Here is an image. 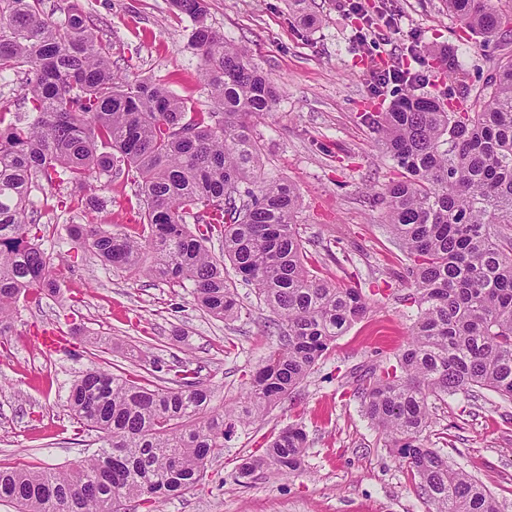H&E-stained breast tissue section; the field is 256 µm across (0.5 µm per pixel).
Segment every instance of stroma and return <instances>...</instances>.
<instances>
[{"label": "stroma", "mask_w": 512, "mask_h": 512, "mask_svg": "<svg viewBox=\"0 0 512 512\" xmlns=\"http://www.w3.org/2000/svg\"><path fill=\"white\" fill-rule=\"evenodd\" d=\"M112 44V63L130 75L166 80L189 112L217 106L199 76L190 44L192 23L169 0H81ZM376 23L367 44L354 40L361 21L340 0H311L315 23L300 25L288 0H207L206 23L247 46L254 64L278 88L272 112L255 123L263 164L254 180L281 179L301 197L298 229L320 277L362 289L371 312L336 339L288 398L256 424L236 428L224 452L191 491L161 512H428L407 465L389 453L383 435L355 397L356 377L394 362L416 320L406 260L388 232L378 199L398 171L364 112L387 111L402 89L378 88L374 72L391 66L420 71L428 90L453 89L436 57L456 50L470 84H481L491 60L512 54L466 39L444 0H367ZM137 186L95 174L87 214L58 206L69 184L34 191L44 249L71 272L57 296L19 302L15 331L0 344V462L66 468L95 450V435L77 430L68 411L72 382L109 361L127 375L145 374L154 358L192 361L213 390L212 405H241L251 375L279 345L278 319L253 286L237 281L236 319L212 317L190 289L106 265L73 248L69 227L95 221L131 232L140 224ZM62 330L65 345L46 350L42 333ZM308 436L305 467L286 478L275 471L240 482V458L258 455L287 425ZM430 446L443 449L489 489L499 512H512V404L480 389L435 401Z\"/></svg>", "instance_id": "stroma-1"}]
</instances>
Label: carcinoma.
<instances>
[{
	"mask_svg": "<svg viewBox=\"0 0 512 512\" xmlns=\"http://www.w3.org/2000/svg\"><path fill=\"white\" fill-rule=\"evenodd\" d=\"M0 0V79L26 74V111L0 112V336L13 333L17 302L58 294L70 268L39 245L33 191L63 181L69 208L94 209L85 194L98 172L134 173L144 207L140 231L76 224L75 243L101 261L184 286L223 320L238 316L230 262L281 320V347L252 375L248 404L211 407L212 391L188 361L151 362L136 379L97 368L72 383L68 406L98 448L66 469L0 464V501L19 512H139L195 488L239 425L263 417L371 306L358 288L319 277L297 228L300 198L285 181L249 188L261 169L255 120L272 111L274 84L251 51L206 24V0H170L193 23L199 71L221 115L187 116L160 80L119 75L96 19L65 0ZM448 13L486 41L512 43V0H445ZM446 65L458 94L430 93L415 75L387 112L367 124L400 170L383 189L385 221L408 264L418 315L395 363L359 380L364 415L410 469L433 512H498L492 493L428 446L431 400L474 389L512 402V56L470 85L454 54ZM219 211L218 224L200 215ZM217 239V255L208 244ZM151 254L143 268L144 252ZM307 434L282 429L263 453L241 460L249 479L272 468L303 471Z\"/></svg>",
	"mask_w": 512,
	"mask_h": 512,
	"instance_id": "1",
	"label": "carcinoma"
}]
</instances>
